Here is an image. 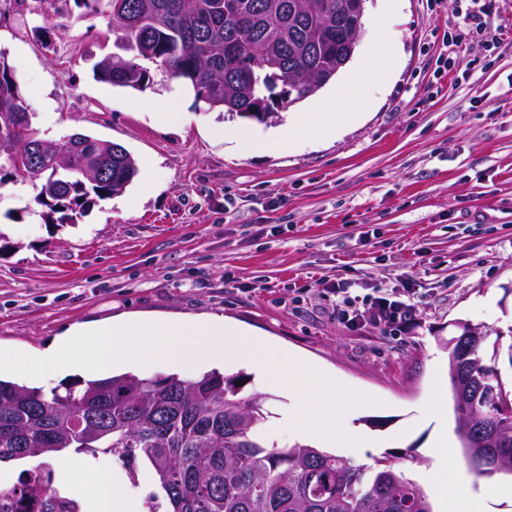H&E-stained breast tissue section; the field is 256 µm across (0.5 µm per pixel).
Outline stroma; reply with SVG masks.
<instances>
[{"instance_id": "stroma-1", "label": "stroma", "mask_w": 512, "mask_h": 512, "mask_svg": "<svg viewBox=\"0 0 512 512\" xmlns=\"http://www.w3.org/2000/svg\"><path fill=\"white\" fill-rule=\"evenodd\" d=\"M56 7L0 0V52L32 126L45 139L81 132L121 144L139 174L75 224L45 223L37 180L0 188V347L37 352L73 325L130 315H221L376 399L355 425L377 436L412 427L367 465L400 454L404 467L429 466L433 426L415 418L432 398L452 403L438 337L460 319L512 333V0L491 20L497 49L467 45L468 70L438 79L446 12L402 0L379 31L381 0H367L352 62L377 40L395 41L393 83L379 91L356 74L349 107L372 97L362 122L255 157L239 154L235 133L279 127L288 109L262 123L222 119L188 90L157 123L146 103L175 78L154 70L141 91L97 80L93 66L116 40L106 0L94 12L70 6L61 29ZM341 280L416 288L423 301L400 339L354 331L323 294ZM238 369L244 395H263L272 420L288 394L248 364Z\"/></svg>"}]
</instances>
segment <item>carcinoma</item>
Listing matches in <instances>:
<instances>
[{
	"label": "carcinoma",
	"instance_id": "obj_1",
	"mask_svg": "<svg viewBox=\"0 0 512 512\" xmlns=\"http://www.w3.org/2000/svg\"><path fill=\"white\" fill-rule=\"evenodd\" d=\"M351 0H109L115 51L93 66L113 86L144 90L148 64L184 81L206 111L244 117L257 102L288 89V104L315 95L351 59L347 35L364 11ZM0 137L37 141L13 66L0 55ZM79 152L51 141L44 171L5 154L8 175L40 178L37 203L51 224H74L85 208L123 192L136 160L83 135ZM105 168L99 180L82 169ZM489 336H459L447 352L450 391L463 462L478 476L512 474V389L487 356ZM241 373L218 370L194 379L123 373L79 380L60 392L0 379V462L35 459L0 490V512H86L62 489L65 453L112 457L131 486L154 489L142 512H433L424 487L398 457L354 463L308 444L282 447L258 433L263 396H241Z\"/></svg>",
	"mask_w": 512,
	"mask_h": 512
}]
</instances>
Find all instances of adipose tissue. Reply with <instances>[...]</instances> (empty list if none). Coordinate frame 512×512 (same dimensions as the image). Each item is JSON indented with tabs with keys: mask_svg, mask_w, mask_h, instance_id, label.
I'll return each mask as SVG.
<instances>
[{
	"mask_svg": "<svg viewBox=\"0 0 512 512\" xmlns=\"http://www.w3.org/2000/svg\"><path fill=\"white\" fill-rule=\"evenodd\" d=\"M354 86L350 81L338 83L335 89L310 108L291 113L286 124L266 134L251 132L239 134L237 147L241 154L259 152H283L303 140L335 137L345 128L358 123L362 112L347 108ZM426 412L439 425L433 445L435 452L431 465L434 478L430 494L440 512H447L450 497L494 498L502 490L501 485L489 484L480 490H472L465 472L448 457L451 436L448 432V417L439 402L430 403Z\"/></svg>",
	"mask_w": 512,
	"mask_h": 512,
	"instance_id": "obj_1",
	"label": "adipose tissue"
}]
</instances>
